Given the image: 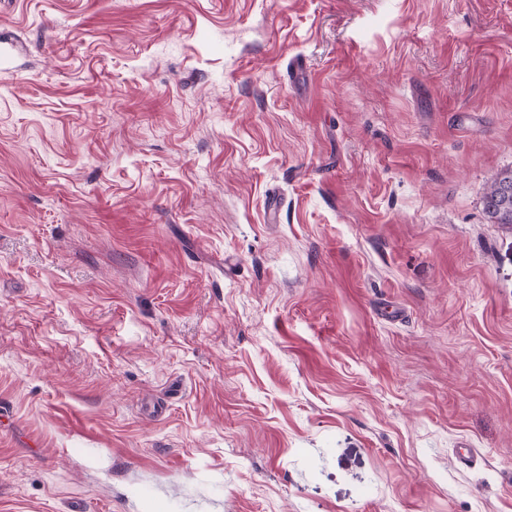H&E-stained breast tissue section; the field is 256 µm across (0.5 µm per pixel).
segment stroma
Here are the masks:
<instances>
[{"instance_id":"1","label":"stroma","mask_w":512,"mask_h":512,"mask_svg":"<svg viewBox=\"0 0 512 512\" xmlns=\"http://www.w3.org/2000/svg\"><path fill=\"white\" fill-rule=\"evenodd\" d=\"M510 168L512 0H11L0 512H512ZM485 206L493 223L512 227V170L499 173L491 181L485 194Z\"/></svg>"}]
</instances>
